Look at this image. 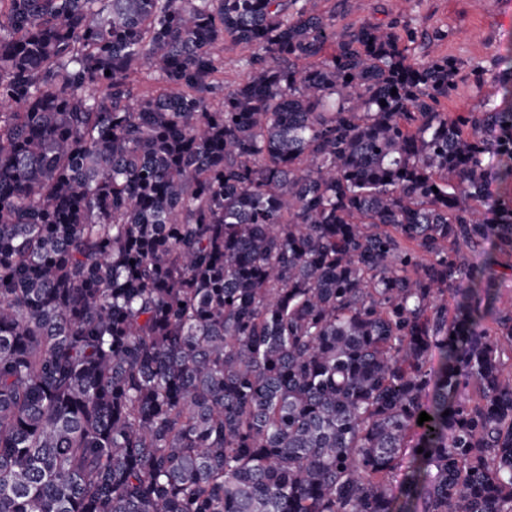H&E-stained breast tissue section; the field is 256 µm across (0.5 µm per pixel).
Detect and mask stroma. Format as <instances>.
Segmentation results:
<instances>
[{"label": "stroma", "instance_id": "obj_1", "mask_svg": "<svg viewBox=\"0 0 512 512\" xmlns=\"http://www.w3.org/2000/svg\"><path fill=\"white\" fill-rule=\"evenodd\" d=\"M338 14V27L383 22L400 15L419 35L414 58L442 55L463 62L465 72L444 103L448 112L504 105L499 73L512 66V0H351ZM482 79H475L474 70Z\"/></svg>", "mask_w": 512, "mask_h": 512}]
</instances>
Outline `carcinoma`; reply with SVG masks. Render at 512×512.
I'll use <instances>...</instances> for the list:
<instances>
[{"mask_svg":"<svg viewBox=\"0 0 512 512\" xmlns=\"http://www.w3.org/2000/svg\"><path fill=\"white\" fill-rule=\"evenodd\" d=\"M416 41L0 0V512H512V104ZM219 54L224 60V66L221 73L217 75L220 84L231 87L243 80L246 76L244 59L247 51L242 45L234 44L230 41L224 42V45L218 47Z\"/></svg>","mask_w":512,"mask_h":512,"instance_id":"carcinoma-1","label":"carcinoma"}]
</instances>
